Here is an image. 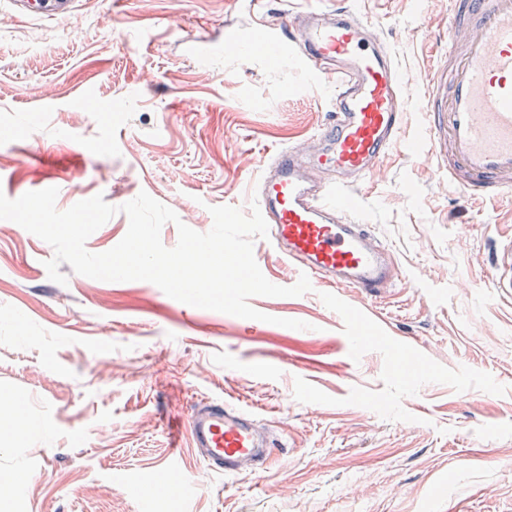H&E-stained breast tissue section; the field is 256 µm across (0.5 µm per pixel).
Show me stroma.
<instances>
[{
  "label": "stroma",
  "mask_w": 512,
  "mask_h": 512,
  "mask_svg": "<svg viewBox=\"0 0 512 512\" xmlns=\"http://www.w3.org/2000/svg\"><path fill=\"white\" fill-rule=\"evenodd\" d=\"M301 2L267 0L259 20L246 0H74L49 19L0 0V128L17 132L0 138V192L50 181L61 210L103 195L118 212L88 238L93 253L121 241L119 207L143 191L201 233L210 207L249 210L266 159L312 145L333 107L302 68L241 52L257 22ZM322 4L358 7L415 92L445 63L451 0ZM198 29L218 50L192 60L182 36ZM354 194V221L400 267L395 286L250 298L268 323L66 263L57 284L53 248L0 219V399L15 403L0 411V512H512L498 457L512 450V295L485 286L512 235V191L465 197L436 161L396 150ZM254 257L274 284L301 275L268 240ZM212 401L270 426L265 469L218 475L195 456L188 417ZM171 453L191 496H143Z\"/></svg>",
  "instance_id": "stroma-1"
}]
</instances>
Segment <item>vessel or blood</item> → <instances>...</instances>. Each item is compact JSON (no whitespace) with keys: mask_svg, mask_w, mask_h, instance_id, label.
Listing matches in <instances>:
<instances>
[{"mask_svg":"<svg viewBox=\"0 0 512 512\" xmlns=\"http://www.w3.org/2000/svg\"><path fill=\"white\" fill-rule=\"evenodd\" d=\"M69 0H13L29 15L66 16ZM456 37L448 47L446 104L434 91L412 94L393 53L353 6L307 5L265 28L249 51L273 65L304 67L334 82L333 109L318 131L317 151L275 152L256 186L268 240L310 279L376 295L399 267L367 225L347 219L351 188L397 147L412 152L402 131L406 112H422L428 129L445 128L449 181L495 200L512 190V0H453ZM493 290L512 293V240L495 248L487 276ZM190 435L197 457L216 473L263 466L272 452L268 428L236 406L195 408ZM189 485L178 458H169L149 494L181 498Z\"/></svg>","mask_w":512,"mask_h":512,"instance_id":"b4317fda","label":"vessel or blood"}]
</instances>
